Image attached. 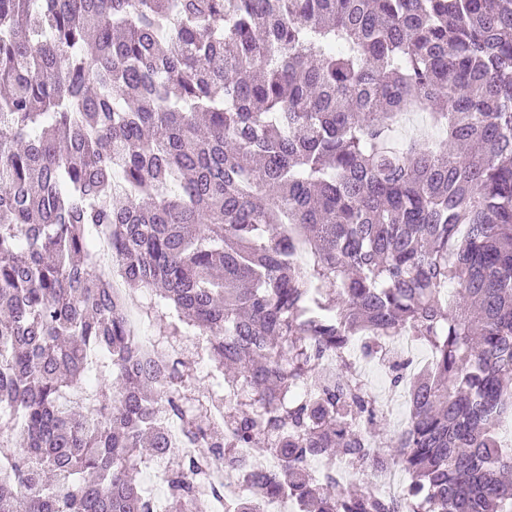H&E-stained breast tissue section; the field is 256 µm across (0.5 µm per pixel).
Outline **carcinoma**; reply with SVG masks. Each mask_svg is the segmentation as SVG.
<instances>
[{"label": "carcinoma", "instance_id": "carcinoma-1", "mask_svg": "<svg viewBox=\"0 0 512 512\" xmlns=\"http://www.w3.org/2000/svg\"><path fill=\"white\" fill-rule=\"evenodd\" d=\"M100 235L167 320L168 384ZM0 310V512H152L129 473L169 451L160 410L206 446L164 474L175 512L223 492L214 459L234 512L285 487L299 512H512V0H0ZM404 333L430 359L389 369L401 436L345 351ZM372 457L404 502L341 486ZM236 452L240 454V459L244 466L249 470H254L261 474H274L278 471L279 462L276 457L269 456L266 459L257 461L250 449L236 448Z\"/></svg>", "mask_w": 512, "mask_h": 512}]
</instances>
